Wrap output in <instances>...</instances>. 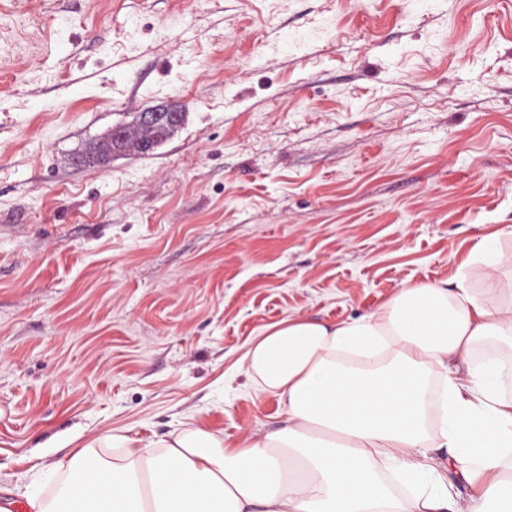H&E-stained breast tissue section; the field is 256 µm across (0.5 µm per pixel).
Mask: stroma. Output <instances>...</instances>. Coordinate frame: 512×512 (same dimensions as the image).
Segmentation results:
<instances>
[{"mask_svg": "<svg viewBox=\"0 0 512 512\" xmlns=\"http://www.w3.org/2000/svg\"><path fill=\"white\" fill-rule=\"evenodd\" d=\"M134 98L183 125L76 166ZM506 225L512 0H0V503L112 430L283 426L266 326L447 284Z\"/></svg>", "mask_w": 512, "mask_h": 512, "instance_id": "obj_1", "label": "stroma"}]
</instances>
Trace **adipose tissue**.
<instances>
[{
  "label": "adipose tissue",
  "mask_w": 512,
  "mask_h": 512,
  "mask_svg": "<svg viewBox=\"0 0 512 512\" xmlns=\"http://www.w3.org/2000/svg\"><path fill=\"white\" fill-rule=\"evenodd\" d=\"M506 240L510 225L484 237L452 287H405L337 324L266 326L244 360L284 427L233 446L191 417L157 441L97 436L52 463L53 493L27 495V512H512Z\"/></svg>",
  "instance_id": "ef3b65f1"
}]
</instances>
